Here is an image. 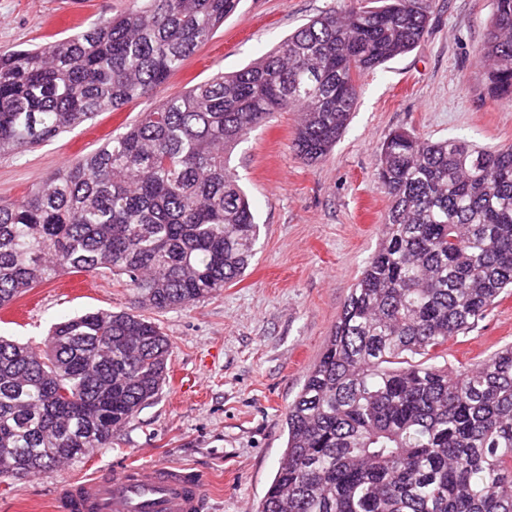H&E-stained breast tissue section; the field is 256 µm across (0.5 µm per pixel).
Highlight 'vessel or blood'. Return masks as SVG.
I'll return each mask as SVG.
<instances>
[{"label":"vessel or blood","mask_w":512,"mask_h":512,"mask_svg":"<svg viewBox=\"0 0 512 512\" xmlns=\"http://www.w3.org/2000/svg\"><path fill=\"white\" fill-rule=\"evenodd\" d=\"M207 480L184 465L126 464L59 484L56 512H208Z\"/></svg>","instance_id":"1"}]
</instances>
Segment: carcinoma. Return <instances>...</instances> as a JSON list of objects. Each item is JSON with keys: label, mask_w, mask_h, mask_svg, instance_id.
I'll return each instance as SVG.
<instances>
[{"label": "carcinoma", "mask_w": 512, "mask_h": 512, "mask_svg": "<svg viewBox=\"0 0 512 512\" xmlns=\"http://www.w3.org/2000/svg\"><path fill=\"white\" fill-rule=\"evenodd\" d=\"M240 0H137L32 49L0 52V155L157 93ZM432 0H374L309 20L272 51L144 112L83 158L0 200V309L64 272L108 271L132 308L55 324L34 347L0 336V482L97 448L161 394L171 343L153 315L238 281L259 224L230 166L276 112L292 149L324 159L361 74L412 50ZM512 97V0L477 49ZM390 207L317 362L285 414L286 450L257 512H512V344L437 365L512 291V145L382 143Z\"/></svg>", "instance_id": "cac0c4a2"}]
</instances>
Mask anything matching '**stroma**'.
Returning a JSON list of instances; mask_svg holds the SVG:
<instances>
[{
	"label": "stroma",
	"mask_w": 512,
	"mask_h": 512,
	"mask_svg": "<svg viewBox=\"0 0 512 512\" xmlns=\"http://www.w3.org/2000/svg\"><path fill=\"white\" fill-rule=\"evenodd\" d=\"M67 0H0V49L71 32ZM351 0H241L156 95L104 112L19 157H0V200H19L67 162L96 150L166 98L251 64L295 29ZM493 0H434L424 39L361 77L357 106L333 151L309 166L292 149L294 112L277 113L234 150L231 165L255 207L256 255L245 276L217 296L159 314L172 345L159 399L88 460L11 485L0 512H54L58 483L129 462L188 465L208 478L215 512H252L283 455L284 417L318 360L355 279L377 249L390 200L376 175L389 133L438 141L512 145V102L486 90L476 56ZM108 273L64 274L0 312V336L38 343L58 322L90 310L129 307ZM512 343V294L461 342L448 364Z\"/></svg>",
	"instance_id": "1"
}]
</instances>
